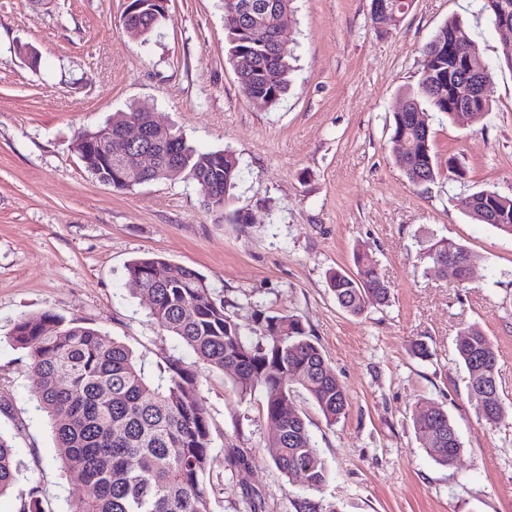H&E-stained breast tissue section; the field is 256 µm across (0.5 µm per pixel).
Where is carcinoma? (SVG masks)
<instances>
[{"mask_svg": "<svg viewBox=\"0 0 512 512\" xmlns=\"http://www.w3.org/2000/svg\"><path fill=\"white\" fill-rule=\"evenodd\" d=\"M240 2L224 0L229 59L243 95L259 91L265 105L272 106L288 90L290 52L283 53L270 42L257 19L240 15ZM479 2L480 12L495 26L512 25V0H497L496 12L486 0ZM461 38H470L468 28L460 19L448 18L422 48L420 82L405 95L402 110L393 112V159L417 186L434 182L439 174L423 107L457 120L458 81L469 71L489 69L473 41L467 60L450 54V46ZM276 64L278 79L263 87L259 74ZM416 113L421 115L417 124L412 120ZM123 115L153 128L152 108L147 104H133ZM98 133V128L81 132L75 150L91 176L121 189L123 185L100 162V153L91 155L87 150V140ZM163 144L178 169L163 162L149 181L186 178L201 195L212 197L204 201L208 209L223 210L240 178L236 156L226 150H198L168 129ZM463 202L474 221L491 223L512 237V195L485 189ZM419 259L458 288L470 284L477 264L466 246L447 238L422 242ZM354 264L357 274L336 270L328 283L336 303L357 317L370 307L388 304L391 289L366 251H355ZM127 273L142 291L153 295L151 316L160 330L176 337L197 362L224 371L241 397L263 390L265 417L280 429V435L266 445L280 473L302 477L309 488L324 483L325 463L304 419L285 413L283 403L300 387L333 425L346 414L349 399L301 321L294 315L256 309L248 328L255 339L250 340L225 311L224 290L198 271L158 255H144L128 264ZM10 340L26 351L28 367L36 376V398L51 421L62 465L88 488L70 512H210L205 475L211 465V421L196 374L181 359L164 358L168 378L155 383L145 377L123 343L50 310L21 317ZM456 355L468 374L473 397H478L477 384L491 387L492 408L477 410L478 416L491 426L499 424L508 408L499 389L494 344L472 326L457 340ZM414 427L437 464L447 467L455 462L462 443L443 408L424 402L416 409ZM17 480L12 439L0 434V496L10 492Z\"/></svg>", "mask_w": 512, "mask_h": 512, "instance_id": "obj_1", "label": "carcinoma"}]
</instances>
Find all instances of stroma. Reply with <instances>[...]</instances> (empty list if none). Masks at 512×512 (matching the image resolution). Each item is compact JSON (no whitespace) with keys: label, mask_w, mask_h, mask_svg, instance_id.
I'll return each mask as SVG.
<instances>
[{"label":"stroma","mask_w":512,"mask_h":512,"mask_svg":"<svg viewBox=\"0 0 512 512\" xmlns=\"http://www.w3.org/2000/svg\"><path fill=\"white\" fill-rule=\"evenodd\" d=\"M371 0H294L283 33L290 86L273 106L242 93L229 60L224 0H170L147 40L121 20L124 0H0V433L21 474L0 497L20 512L37 487L46 512H69L84 486L57 458L24 350L10 335L21 316L53 311L116 338L157 374L162 355L193 364L159 332L130 283L131 260L158 254L222 285L242 326L254 310L296 315L345 388L349 407L327 424L303 389L292 403L328 472L309 489L266 453L274 429L262 393L240 398L222 371L198 368L213 459L211 512H512V417L478 419L455 356L465 328L499 351L498 381L512 404V237L475 223L461 200L512 194V70L500 67L503 33L478 0H412L396 28L375 29ZM461 17L492 73L491 109L477 123L429 120L440 168L457 157L465 182L440 175L416 186L394 163L389 124L421 76V49L449 16ZM39 52L29 65L21 46ZM134 102L200 150H229L240 179L224 213L208 212L197 186L178 178L116 189L96 181L74 150L79 132ZM448 238L478 258L460 288L418 260L419 239ZM365 247L391 286L387 305L354 317L328 287L355 272ZM425 342L428 357L412 352ZM442 406L463 451L443 467L413 428L422 400ZM242 452L245 465L224 459Z\"/></svg>","instance_id":"stroma-1"}]
</instances>
